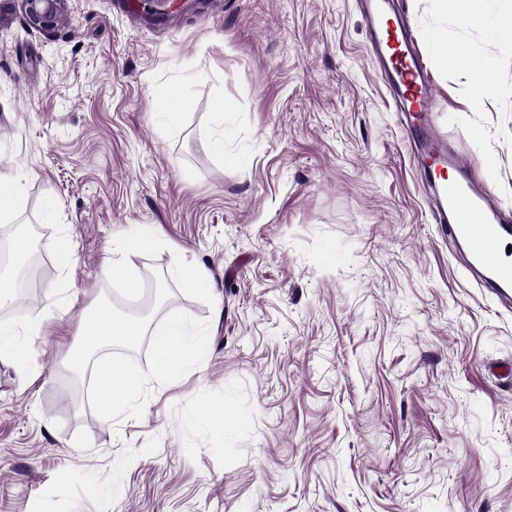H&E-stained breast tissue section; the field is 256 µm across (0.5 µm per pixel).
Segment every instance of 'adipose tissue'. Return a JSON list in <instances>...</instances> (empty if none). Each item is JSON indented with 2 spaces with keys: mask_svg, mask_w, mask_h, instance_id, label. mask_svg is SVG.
<instances>
[{
  "mask_svg": "<svg viewBox=\"0 0 512 512\" xmlns=\"http://www.w3.org/2000/svg\"><path fill=\"white\" fill-rule=\"evenodd\" d=\"M156 241L151 225H140L131 242L121 244L112 251L106 261V273L114 281L126 288L140 286L133 258L138 253L150 249ZM137 322L132 318H120L111 311L96 313L87 323L83 332L85 349L97 350L115 343L131 342L137 336ZM155 361L158 377H170L181 366L200 360L205 352L201 337L187 330L184 323L176 318L153 332ZM95 403L99 415L111 420L126 411L143 394V381L122 360L105 357L98 361L95 373Z\"/></svg>",
  "mask_w": 512,
  "mask_h": 512,
  "instance_id": "1",
  "label": "adipose tissue"
}]
</instances>
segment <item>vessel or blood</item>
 <instances>
[{
  "instance_id": "obj_1",
  "label": "vessel or blood",
  "mask_w": 512,
  "mask_h": 512,
  "mask_svg": "<svg viewBox=\"0 0 512 512\" xmlns=\"http://www.w3.org/2000/svg\"><path fill=\"white\" fill-rule=\"evenodd\" d=\"M374 45L383 74L413 138L440 221L452 240L465 246L468 271L499 301H512V264L500 252L512 238V214L504 211L484 185L475 183L468 160L448 150L437 129L426 66L402 22L381 0L370 11Z\"/></svg>"
}]
</instances>
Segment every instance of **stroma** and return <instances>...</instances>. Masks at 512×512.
<instances>
[{
    "instance_id": "1",
    "label": "stroma",
    "mask_w": 512,
    "mask_h": 512,
    "mask_svg": "<svg viewBox=\"0 0 512 512\" xmlns=\"http://www.w3.org/2000/svg\"><path fill=\"white\" fill-rule=\"evenodd\" d=\"M392 2L442 131L512 212V30ZM156 8L69 0L45 32L0 0V175L20 198L0 228L43 255L33 305H0L41 324L25 365L0 361V512H512V313L435 221L357 0ZM441 31L490 62L481 101ZM140 224L164 304L108 349L149 382L106 421L94 362L66 370L96 308L138 313L105 261ZM183 264L212 296L175 286ZM173 316L206 352L158 381L151 331Z\"/></svg>"
}]
</instances>
